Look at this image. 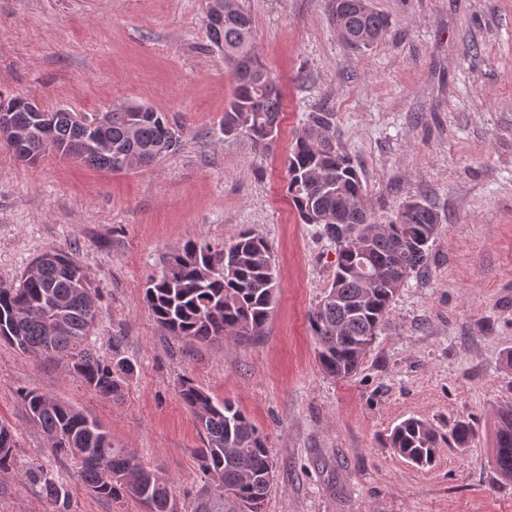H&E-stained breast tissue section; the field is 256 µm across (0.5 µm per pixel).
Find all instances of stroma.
I'll return each mask as SVG.
<instances>
[{
	"instance_id": "stroma-1",
	"label": "stroma",
	"mask_w": 512,
	"mask_h": 512,
	"mask_svg": "<svg viewBox=\"0 0 512 512\" xmlns=\"http://www.w3.org/2000/svg\"><path fill=\"white\" fill-rule=\"evenodd\" d=\"M239 3L284 96L267 152L224 133L233 83L209 47L207 0H0V95L74 112L143 104L181 136L175 152L121 172L54 155L27 165L0 143V285L44 253L73 255L98 294V355L111 358L119 336L136 365L111 400L66 360L0 343V421L21 466L0 473V512H56L23 476L32 465L69 488L73 512H141L84 487L30 419L27 389L97 420L170 479L178 512H196L203 440L178 396L185 377L266 435L276 483L264 512H512V482L492 463L497 411L512 401V0H371L392 26L363 51L338 38L326 0ZM318 109L335 112L376 223L411 197L440 216L428 271L401 288L346 380L322 373L308 322L335 249L287 192L295 132ZM243 228L276 256L265 335L221 345L167 336L144 299L162 256L189 239L224 246ZM409 417L443 431L463 417L476 437L420 468L386 442Z\"/></svg>"
}]
</instances>
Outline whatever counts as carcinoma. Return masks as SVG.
Masks as SVG:
<instances>
[{
    "instance_id": "carcinoma-1",
    "label": "carcinoma",
    "mask_w": 512,
    "mask_h": 512,
    "mask_svg": "<svg viewBox=\"0 0 512 512\" xmlns=\"http://www.w3.org/2000/svg\"><path fill=\"white\" fill-rule=\"evenodd\" d=\"M327 7L352 48L374 46L390 29L389 18L366 0H328ZM205 30L233 82L224 134H244L269 148L279 133L282 93L255 54L250 14L230 0L224 17ZM1 106L12 111L15 124L29 129L26 143L14 153L31 163L70 152L97 168L122 171L131 159L151 164L180 146L166 115L150 107L145 112L139 105L117 112H31L18 96ZM288 193L300 222L314 225L336 250L334 277L309 314V324L321 370L348 379L383 329L399 289L427 268L439 216L426 202L411 199L386 229L371 231L374 221L364 204L358 165L339 142L336 113L325 110L308 113L298 131L288 158ZM53 256L48 262L44 254L37 257L19 284L0 286V341L24 354L65 359L89 389L118 399L135 365L121 354L119 336L112 337V360L96 355L91 345L99 313L96 291L73 256ZM277 289L268 240L242 229L220 249L199 240L174 249L144 296L155 321L173 337L221 343L231 336L245 343L264 335ZM178 393L205 438L199 453L202 472L216 482L197 512H262L275 481L267 438L234 403L214 400L192 380H181ZM22 400L51 447L74 464L95 495L131 498L144 512H178L169 479L112 445L99 422L34 389L24 391ZM473 438V427L464 419L444 437L430 423L410 417L390 430L388 445L403 459L427 467L442 443L466 448ZM14 448L11 428L0 422L1 472L14 470ZM495 466L502 480L512 481V403L497 412ZM25 475L42 483L59 512H70L64 484L44 471L31 469Z\"/></svg>"
}]
</instances>
